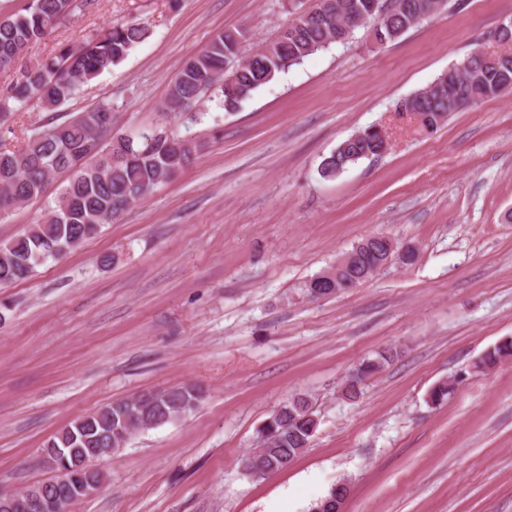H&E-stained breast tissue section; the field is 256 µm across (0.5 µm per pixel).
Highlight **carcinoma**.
<instances>
[{
  "mask_svg": "<svg viewBox=\"0 0 512 512\" xmlns=\"http://www.w3.org/2000/svg\"><path fill=\"white\" fill-rule=\"evenodd\" d=\"M91 0H28L25 8L0 17V71L14 77L0 93V129H10L18 106L32 101L52 114L18 147L0 146V218L42 198L55 174L67 175L43 218L19 236L0 243V285L32 277L48 259L66 255L94 237L105 224L117 221L135 201L177 177L191 162L198 144L166 129L137 134L112 133V105L75 115H61L60 106L85 84L120 63L149 35L148 27L135 21L112 24L79 46L63 45L29 66H18L36 43L47 38L75 9ZM448 0H318L304 16L291 19L274 39L244 54V28L226 30L180 66L161 111L189 115L211 91H218L224 110H235L261 87L292 66L336 42L343 26L354 31L368 26L375 40L395 41L419 23L421 16L436 14ZM512 88V61L488 63L470 54L448 68L434 82L402 102L406 112L419 115L423 129H436L448 116L482 99L502 96ZM386 151L382 133L364 129L341 142L321 165L325 178H334L363 159ZM346 265H335L308 281L313 288H331L333 294L354 288L398 256L410 265L412 250L396 253L393 239L373 235L355 245ZM512 358V340L488 349L476 362L485 370ZM394 354L381 351L364 359L343 382V395L353 400L362 386L385 370ZM152 400L140 403L133 394L104 405L65 426L43 444V453L65 452L70 466L98 459L102 449L115 451L130 436L195 412L202 402V389L194 385L156 390ZM317 419L304 397L279 406L260 427L264 436L253 458L247 459V474L259 477L280 471L309 447ZM41 497L65 509L72 505L62 487L52 479L40 482ZM347 489L337 485L317 501L311 512H341Z\"/></svg>",
  "mask_w": 512,
  "mask_h": 512,
  "instance_id": "cac0c4a2",
  "label": "carcinoma"
}]
</instances>
